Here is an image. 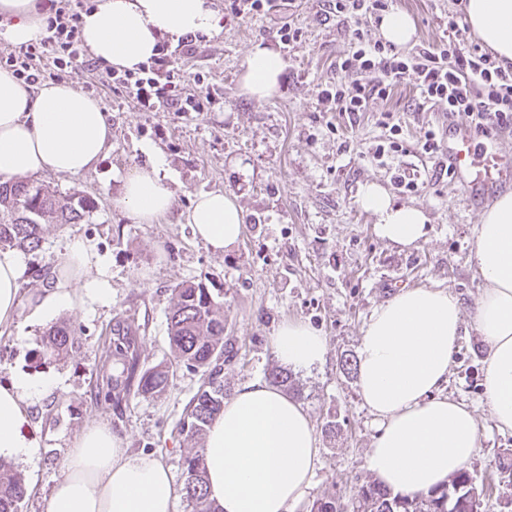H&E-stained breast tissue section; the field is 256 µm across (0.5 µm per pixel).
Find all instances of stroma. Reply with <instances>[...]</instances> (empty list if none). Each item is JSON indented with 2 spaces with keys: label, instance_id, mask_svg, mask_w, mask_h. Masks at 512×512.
<instances>
[{
  "label": "stroma",
  "instance_id": "stroma-1",
  "mask_svg": "<svg viewBox=\"0 0 512 512\" xmlns=\"http://www.w3.org/2000/svg\"><path fill=\"white\" fill-rule=\"evenodd\" d=\"M224 29L198 38L182 63L216 98L202 112H143L99 82L96 72L77 78L107 113L112 143L96 170L77 175L46 174L41 184L61 196L78 193L95 208L78 224L47 225L40 249L23 255V298L16 325L0 335V386L24 376L50 389L29 408V425L38 446L32 456L15 458L28 495L23 512H45L63 462L80 433L90 425L111 428L132 453L151 454L170 467L176 483L185 479L188 444L177 426L200 386L201 371L180 368L166 390L133 394L120 407L97 399L101 348L114 318L130 317L144 338L139 367L169 363L167 314L172 288L201 282L224 300L226 334L237 355L224 367L228 390L265 378L276 365L271 340L279 326L301 321L327 341L324 363L294 372L300 401L314 427L320 462L307 496L290 512H309L313 501L334 494L350 504L357 486L372 480L367 455L378 433L363 407L357 375L340 369V360L358 352L362 328L373 310L404 287H436L463 304V334L440 393L473 408L480 448L468 470L483 487L480 512H512V474L498 470L499 457L512 455V433H500L483 398L486 348L472 314L483 282L475 263V232L480 212L470 208L463 190L443 172L439 159L423 155L374 161L371 153L381 130V113L399 118L407 142L426 130L448 133V106L415 109L414 87L394 88L389 98L371 99L365 112L321 111L318 88L331 74L337 56L350 50L342 19L324 0H293L286 16L237 17L226 0H214ZM393 9L409 15L414 44L439 43L455 0H394ZM299 37L284 58L288 67L271 97L258 100L239 91L240 66L256 44L272 42L281 21ZM165 160L175 191L174 215L155 224H136L115 207L120 177L146 162L144 147ZM417 169L425 186L416 192L394 189L395 168ZM376 182L394 204L422 208L430 222L425 237L402 247L381 239L374 217L356 202L360 185ZM233 196L245 224L237 244L218 254L178 223L195 196L210 191ZM81 240L98 260L112 298L57 319L72 324L76 345L60 360L43 359L41 339L49 323L32 310L44 282L33 271L56 267L73 240ZM336 431L325 434L327 421Z\"/></svg>",
  "mask_w": 512,
  "mask_h": 512
}]
</instances>
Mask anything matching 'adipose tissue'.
Wrapping results in <instances>:
<instances>
[{
	"mask_svg": "<svg viewBox=\"0 0 512 512\" xmlns=\"http://www.w3.org/2000/svg\"><path fill=\"white\" fill-rule=\"evenodd\" d=\"M39 0H0V35L22 45L42 38L46 16ZM465 20L505 64H512V0H466ZM224 28L213 0H98L83 17L91 56L117 69H134L161 41L219 35ZM287 63L255 45L241 65L239 86L256 99L278 89ZM112 129L98 99L77 83L31 87L0 68V180L94 170L110 146ZM133 222L153 224L175 205L161 161L121 179L113 198ZM357 202L376 218L377 235L399 246L424 238L428 217L414 206L393 205L377 183L360 186ZM213 251L236 244L244 215L223 192L197 196L181 216ZM475 261L484 288L474 328L487 345L484 402L498 429L512 431V193L499 197L475 227ZM97 260L73 240L41 299L48 319L64 308L105 302L112 290L93 276ZM22 258L0 251V332L10 329L22 301ZM459 298L434 287L409 288L381 304L362 329L358 387L381 430L368 451L370 471L394 493L414 497L466 469L480 446L467 404L438 395L462 332ZM284 366L310 370L324 363L326 339L295 321L272 339ZM42 385L19 377L0 386V455L25 456L37 442L28 406ZM204 457L207 492L219 512H288L308 492L319 463L317 438L302 404L261 380L243 383L208 427ZM179 495L156 457L128 453L108 426L87 427L74 440L46 512H173Z\"/></svg>",
	"mask_w": 512,
	"mask_h": 512,
	"instance_id": "obj_1",
	"label": "adipose tissue"
}]
</instances>
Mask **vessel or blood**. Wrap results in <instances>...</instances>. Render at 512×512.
Masks as SVG:
<instances>
[{
	"mask_svg": "<svg viewBox=\"0 0 512 512\" xmlns=\"http://www.w3.org/2000/svg\"><path fill=\"white\" fill-rule=\"evenodd\" d=\"M444 152L471 206L512 186V157L504 155L495 141H478L469 124L449 126Z\"/></svg>",
	"mask_w": 512,
	"mask_h": 512,
	"instance_id": "vessel-or-blood-1",
	"label": "vessel or blood"
}]
</instances>
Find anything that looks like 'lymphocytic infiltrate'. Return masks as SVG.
Masks as SVG:
<instances>
[{"label": "lymphocytic infiltrate", "instance_id": "lymphocytic-infiltrate-1", "mask_svg": "<svg viewBox=\"0 0 512 512\" xmlns=\"http://www.w3.org/2000/svg\"><path fill=\"white\" fill-rule=\"evenodd\" d=\"M46 34L38 42L20 46L0 57V68L18 81L34 83L48 78L66 82L81 69L94 68L103 84L133 101L144 112L166 108L173 112H201L214 104L212 95L190 93V76L178 63L175 52L159 48L137 70H118L92 63L81 36V15L97 0H49ZM330 10L342 17L351 45L337 57L333 76L320 85L317 102L325 112H362L370 99H385L400 85H414L418 111L446 102L449 116L467 113L477 118L481 135L512 129V68L499 65L495 57L469 42L461 27V13L448 16V37L436 46H418L410 52L373 38L371 27L379 23L389 0H326ZM382 135L375 156L417 151L438 156L441 140L427 130L422 141L409 146L401 139L402 127L392 113H383Z\"/></svg>", "mask_w": 512, "mask_h": 512}]
</instances>
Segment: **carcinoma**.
I'll use <instances>...</instances> for the list:
<instances>
[{"instance_id":"carcinoma-1","label":"carcinoma","mask_w":512,"mask_h":512,"mask_svg":"<svg viewBox=\"0 0 512 512\" xmlns=\"http://www.w3.org/2000/svg\"><path fill=\"white\" fill-rule=\"evenodd\" d=\"M94 203L74 193L62 199L57 192L23 179L0 182V249L33 251L40 247L48 224H78L90 215ZM168 341L173 362L163 369L137 374L138 351L144 337L130 318H117L104 342L105 358L100 368L98 395L119 405L130 393L133 380L142 395L163 391L182 364L202 370L204 381L185 408L178 432L194 443L185 456L183 498L190 512H217L208 500L205 484L204 448L195 447L208 426L223 410L228 391L222 376L224 362L234 347L224 336V301L214 297L203 283L182 282L172 289L167 317ZM74 336L69 327L49 328L42 337L46 358L60 359L72 352ZM267 379L288 393L298 389L292 374L274 367ZM27 488L12 463L0 458V512H21ZM480 493L469 471L452 476L440 489L407 499L393 494L375 479L356 491L354 512H479ZM310 512H344L334 497L314 501Z\"/></svg>"}]
</instances>
